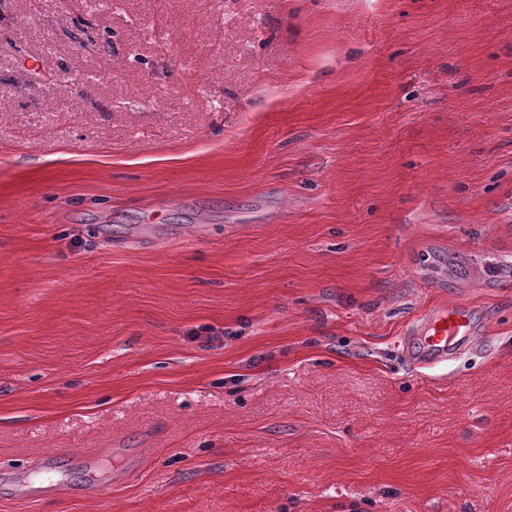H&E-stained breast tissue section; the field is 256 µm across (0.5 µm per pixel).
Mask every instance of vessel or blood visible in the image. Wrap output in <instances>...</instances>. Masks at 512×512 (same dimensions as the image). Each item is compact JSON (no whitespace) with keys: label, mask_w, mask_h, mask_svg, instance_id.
Here are the masks:
<instances>
[{"label":"vessel or blood","mask_w":512,"mask_h":512,"mask_svg":"<svg viewBox=\"0 0 512 512\" xmlns=\"http://www.w3.org/2000/svg\"><path fill=\"white\" fill-rule=\"evenodd\" d=\"M470 332L471 322L462 310L434 312L419 329L422 350L428 360L447 359L457 354Z\"/></svg>","instance_id":"b4317fda"}]
</instances>
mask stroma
<instances>
[{
	"instance_id": "obj_1",
	"label": "stroma",
	"mask_w": 512,
	"mask_h": 512,
	"mask_svg": "<svg viewBox=\"0 0 512 512\" xmlns=\"http://www.w3.org/2000/svg\"><path fill=\"white\" fill-rule=\"evenodd\" d=\"M0 512H512V0H0ZM471 329V322L462 310L445 309L430 314L418 332L422 335L425 358L438 361L457 354Z\"/></svg>"
}]
</instances>
